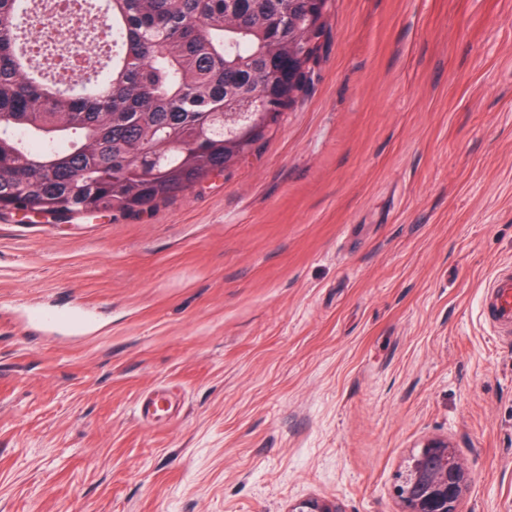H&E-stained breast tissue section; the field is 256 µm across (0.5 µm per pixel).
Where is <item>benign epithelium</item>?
<instances>
[{"label": "benign epithelium", "mask_w": 512, "mask_h": 512, "mask_svg": "<svg viewBox=\"0 0 512 512\" xmlns=\"http://www.w3.org/2000/svg\"><path fill=\"white\" fill-rule=\"evenodd\" d=\"M469 480L461 456L448 440L433 438L412 455L396 487L400 512H457V502ZM288 512H341L331 502L308 498Z\"/></svg>", "instance_id": "benign-epithelium-1"}]
</instances>
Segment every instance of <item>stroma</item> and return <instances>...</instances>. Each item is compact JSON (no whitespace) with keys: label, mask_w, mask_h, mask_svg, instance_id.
I'll return each instance as SVG.
<instances>
[{"label":"stroma","mask_w":512,"mask_h":512,"mask_svg":"<svg viewBox=\"0 0 512 512\" xmlns=\"http://www.w3.org/2000/svg\"><path fill=\"white\" fill-rule=\"evenodd\" d=\"M314 85L144 213H0V512H512V0H328ZM160 392L170 412L140 419ZM483 296L482 315L503 336L512 333V267L497 269ZM468 480L466 465L448 440L429 439L412 455L396 487L400 512H457Z\"/></svg>","instance_id":"stroma-1"}]
</instances>
